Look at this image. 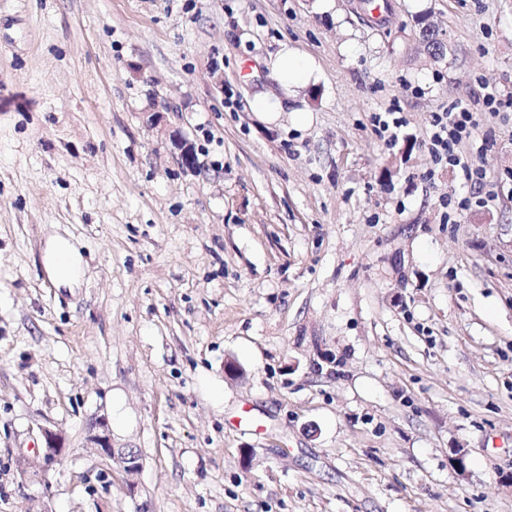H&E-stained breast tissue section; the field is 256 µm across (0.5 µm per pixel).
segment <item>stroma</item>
<instances>
[{
  "mask_svg": "<svg viewBox=\"0 0 512 512\" xmlns=\"http://www.w3.org/2000/svg\"><path fill=\"white\" fill-rule=\"evenodd\" d=\"M388 3L0 0V512H512V110L464 146L486 204L425 146L512 96V0ZM285 45L300 129L249 107ZM271 67L286 93L291 86L307 82L314 70L313 62L309 58L291 53L287 47L279 51L271 62ZM49 275L58 286L72 288L83 275V263L76 247L69 240L56 236L49 240L45 251ZM101 432L90 437L97 453L103 457L113 459L120 464L129 478L137 475L142 468V458L134 448H112V439L107 433L105 420L101 419L97 424ZM42 437L44 446L41 448V454L44 462L49 466L59 460L64 448L56 431L45 428L42 430Z\"/></svg>",
  "mask_w": 512,
  "mask_h": 512,
  "instance_id": "35a3bbf8",
  "label": "stroma"
}]
</instances>
